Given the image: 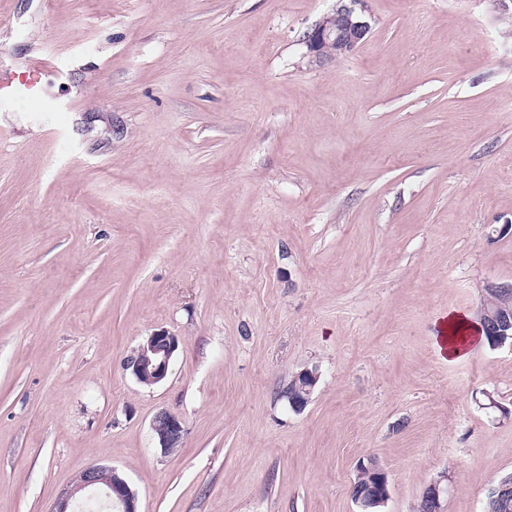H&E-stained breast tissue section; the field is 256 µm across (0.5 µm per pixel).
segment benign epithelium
I'll list each match as a JSON object with an SVG mask.
<instances>
[{"label":"benign epithelium","instance_id":"7a95c632","mask_svg":"<svg viewBox=\"0 0 512 512\" xmlns=\"http://www.w3.org/2000/svg\"><path fill=\"white\" fill-rule=\"evenodd\" d=\"M359 2L360 0H348V3L340 5L333 13L324 16L305 32L302 43L306 47V56L310 61L323 64L347 57L365 40L370 31V24L357 12L355 5ZM486 328L488 333L494 336H505L507 329H512V317L490 316ZM178 347L177 337L165 330L156 331L128 357L125 367L139 383L147 386L158 385L167 378L170 362ZM298 377L301 378V385L285 392L289 405L295 411L305 407L319 380V375L315 371L301 372ZM152 431L159 447L168 451L182 445L185 428L179 416L161 411L154 416ZM357 470H366L374 477H382V483H369L352 495L358 512H370L371 508L384 505L389 498L386 472L371 458L366 464L360 463ZM442 492L440 480L430 483L423 491V496L431 504V512H442ZM82 493L88 498L104 497L114 512H139L137 495L127 479L116 468L106 465L88 468L83 474L82 481L61 495L50 512H70V509L74 508L76 496Z\"/></svg>","mask_w":512,"mask_h":512}]
</instances>
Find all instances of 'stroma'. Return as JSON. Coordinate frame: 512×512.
<instances>
[{
    "mask_svg": "<svg viewBox=\"0 0 512 512\" xmlns=\"http://www.w3.org/2000/svg\"><path fill=\"white\" fill-rule=\"evenodd\" d=\"M338 5L0 0V74L67 63L42 110L0 107V512L96 464L140 512H357L370 456L382 512L443 475L442 512H484L512 473V344L434 339L512 282V27L494 0H363L362 44L309 62ZM159 329L149 387L124 362ZM178 347L176 336L165 330L156 331L128 357L125 367L139 383L158 385L167 378L170 362ZM301 379V385L298 387H291L290 392L285 391L289 405L294 411H300L308 403L311 393L313 392L318 380L319 375L316 371H305L297 375ZM152 431L159 447L167 452L182 445L185 428L179 416L161 411L154 416ZM362 470L370 472V474L374 476V481L377 479V476H382V484L379 485L376 482H369L367 485L359 487L358 493L353 494L352 492V499L359 509L357 512H380L370 511L369 509L384 505L389 498L386 472L382 468H379L372 458L368 459V464L362 462L358 465L357 475L359 471Z\"/></svg>",
    "mask_w": 512,
    "mask_h": 512,
    "instance_id": "obj_1",
    "label": "stroma"
}]
</instances>
